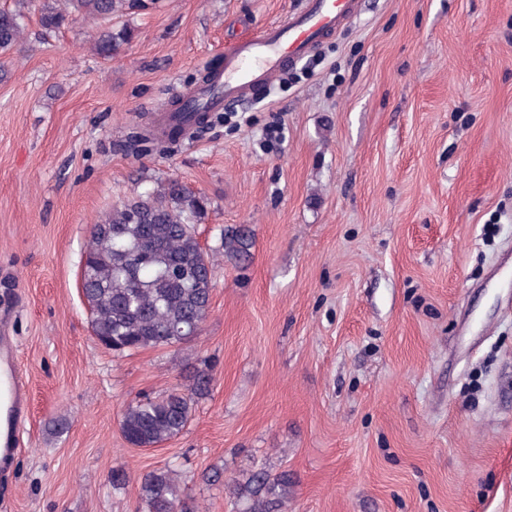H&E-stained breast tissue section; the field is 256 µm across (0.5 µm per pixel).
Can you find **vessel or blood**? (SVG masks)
I'll list each match as a JSON object with an SVG mask.
<instances>
[{
	"label": "vessel or blood",
	"instance_id": "1",
	"mask_svg": "<svg viewBox=\"0 0 512 512\" xmlns=\"http://www.w3.org/2000/svg\"><path fill=\"white\" fill-rule=\"evenodd\" d=\"M358 0H305L287 21L266 26L224 47V67L203 88L186 94V112H216L277 80L298 58L335 31ZM26 384L13 341L0 336V466L18 453L19 430L28 418Z\"/></svg>",
	"mask_w": 512,
	"mask_h": 512
}]
</instances>
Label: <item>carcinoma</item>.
Returning <instances> with one entry per match:
<instances>
[{"instance_id": "carcinoma-1", "label": "carcinoma", "mask_w": 512, "mask_h": 512, "mask_svg": "<svg viewBox=\"0 0 512 512\" xmlns=\"http://www.w3.org/2000/svg\"><path fill=\"white\" fill-rule=\"evenodd\" d=\"M147 8L146 0H43L38 24L53 34L81 20L100 21L91 36L96 55L120 54L133 32L112 19ZM25 39L24 12L0 9V50H15ZM206 199L168 179L156 189L134 193L95 219L81 269V291L90 312L92 332L115 356L151 348L177 346L194 339L208 317L213 264L194 224ZM249 228L224 230L221 248L236 263L252 257ZM183 392L174 388L159 397H143L125 408L121 431L138 448L156 447L181 434L194 403L209 394L211 374L199 367ZM241 512H286L288 472L255 470L227 484ZM142 512H186L177 471L169 466L144 473L138 481Z\"/></svg>"}]
</instances>
